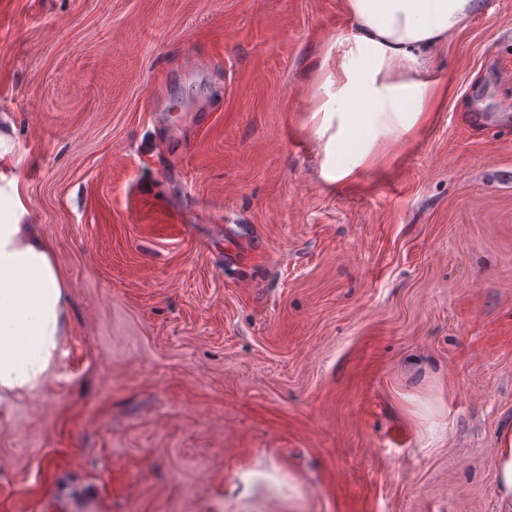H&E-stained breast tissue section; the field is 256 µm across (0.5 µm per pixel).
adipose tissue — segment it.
<instances>
[{
	"label": "adipose tissue",
	"instance_id": "obj_1",
	"mask_svg": "<svg viewBox=\"0 0 512 512\" xmlns=\"http://www.w3.org/2000/svg\"><path fill=\"white\" fill-rule=\"evenodd\" d=\"M478 0H346L353 28L336 39V65L313 96L312 134L336 180L356 175L384 141L420 127L448 88L426 68L430 51L463 30ZM390 110L394 121L381 118ZM0 187V399L33 392L61 346L66 280L49 243ZM500 512H512V428L495 448Z\"/></svg>",
	"mask_w": 512,
	"mask_h": 512
}]
</instances>
